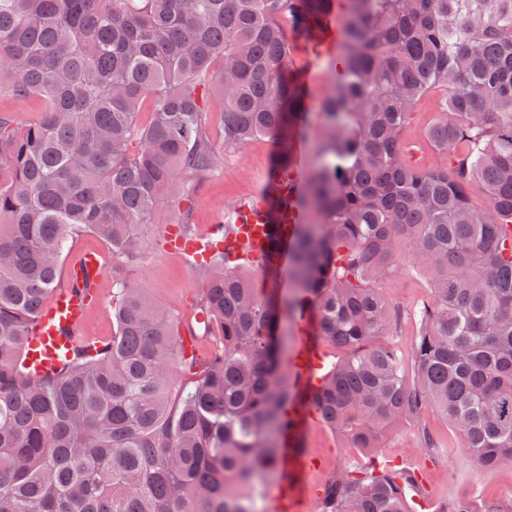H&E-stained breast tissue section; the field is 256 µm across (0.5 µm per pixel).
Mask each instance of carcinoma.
<instances>
[{
	"mask_svg": "<svg viewBox=\"0 0 512 512\" xmlns=\"http://www.w3.org/2000/svg\"><path fill=\"white\" fill-rule=\"evenodd\" d=\"M333 2L0 0V85L43 101L24 127L0 116V512H258L255 481L279 470L298 401L366 451L430 405L483 470L512 467V243L498 233L512 224V0H344L328 129L299 198L318 221L292 232L297 294L257 287L224 250L199 269L208 359L121 274L176 180L221 163L214 93L224 149L277 141L275 220V180L307 127L288 31L313 39ZM436 88L445 119L429 139L448 163L414 165L405 129ZM79 232L112 248V336L35 378L26 339ZM403 261L434 292L412 312L410 378L393 342L407 312L376 288ZM289 316L342 353L314 389L288 382ZM420 497L408 466L351 465L325 481L320 512H416Z\"/></svg>",
	"mask_w": 512,
	"mask_h": 512,
	"instance_id": "carcinoma-1",
	"label": "carcinoma"
}]
</instances>
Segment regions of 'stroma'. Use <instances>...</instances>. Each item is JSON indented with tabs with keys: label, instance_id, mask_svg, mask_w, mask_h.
Listing matches in <instances>:
<instances>
[{
	"label": "stroma",
	"instance_id": "stroma-1",
	"mask_svg": "<svg viewBox=\"0 0 512 512\" xmlns=\"http://www.w3.org/2000/svg\"><path fill=\"white\" fill-rule=\"evenodd\" d=\"M334 67L321 62L308 75V143L326 131L322 104L332 90ZM221 102L211 98L207 121L216 149L224 150V166L210 173L199 183L177 181L167 202L158 206L150 223L138 230L140 257L123 270L126 280L141 288L160 307L178 319H185L195 310L198 270L175 254L164 253L160 243L169 225L178 222L183 209H191L193 231L206 232L210 224L223 219L226 208L239 199L265 188L274 169L276 145L268 138H259L239 150L225 151L220 133ZM380 293L391 303L406 309L431 303L433 292L425 270L401 264L393 275L380 281ZM430 432L436 447H424L421 436ZM303 454L315 458L318 465L306 477V492L294 503V512H319L321 488L328 476L355 460L366 463L395 460L422 472L425 503L428 512L455 497L475 500H512V471L493 473L480 468L462 446V439L448 430L432 407H424L405 426L387 436L373 453L347 448L344 438L316 418H309L299 436Z\"/></svg>",
	"mask_w": 512,
	"mask_h": 512
}]
</instances>
